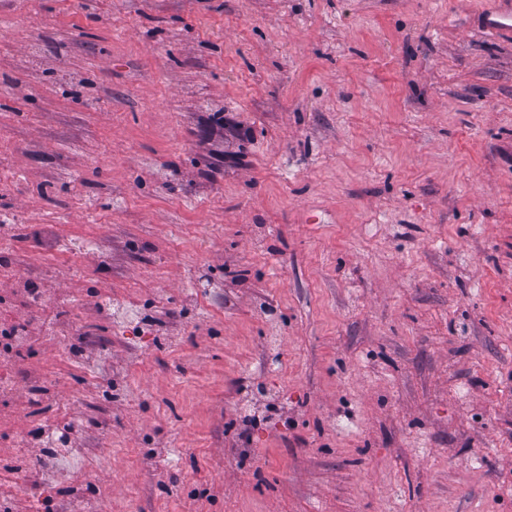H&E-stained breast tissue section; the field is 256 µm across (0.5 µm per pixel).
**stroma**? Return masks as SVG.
<instances>
[{
    "instance_id": "35a3bbf8",
    "label": "stroma",
    "mask_w": 512,
    "mask_h": 512,
    "mask_svg": "<svg viewBox=\"0 0 512 512\" xmlns=\"http://www.w3.org/2000/svg\"><path fill=\"white\" fill-rule=\"evenodd\" d=\"M488 2L0 0L1 243L56 323L0 314V456L70 403L58 512L89 457L84 512H512ZM23 330L12 322H7L0 318V366L11 364L18 357L19 352L28 349L29 344L20 339L23 336Z\"/></svg>"
}]
</instances>
